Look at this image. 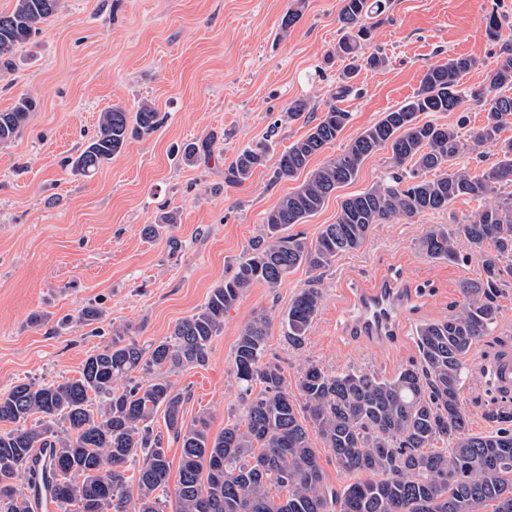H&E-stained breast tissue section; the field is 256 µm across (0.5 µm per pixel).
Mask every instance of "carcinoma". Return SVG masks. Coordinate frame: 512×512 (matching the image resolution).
<instances>
[{
  "label": "carcinoma",
  "mask_w": 512,
  "mask_h": 512,
  "mask_svg": "<svg viewBox=\"0 0 512 512\" xmlns=\"http://www.w3.org/2000/svg\"><path fill=\"white\" fill-rule=\"evenodd\" d=\"M388 0H343L342 35L336 58L346 62L337 97L351 92L358 70L381 68L385 57L367 51L373 20ZM60 0H15L0 12V63L8 65L17 47L57 15ZM453 57L425 73L419 91L384 113L341 153L308 171L303 183L263 217L264 235L214 288L207 302L180 320L172 334L147 352L125 326L85 359L80 377L51 384L23 382L0 393V512H33L34 491L46 486L52 502L76 512H163L159 491L170 464L164 436L181 443L175 512H512V397L488 373L501 402L488 412L496 429L473 433L462 408L461 388L471 353L499 325L500 299L512 290V53L502 52L484 88H459L458 76L476 66ZM473 99L484 104L483 125L464 136L459 129L421 121L430 112H459ZM36 100L23 94L0 112V144L15 140ZM350 113L331 105L300 139L279 156L275 177L294 178L311 158L333 143ZM165 116L142 101L137 110L114 105L100 113L98 130L65 162L89 177L112 161L135 136L156 131ZM497 147V162L480 176L457 160L485 145ZM385 147L387 175L370 189L341 203L336 222L316 240L290 232L318 212L325 200L355 181L363 163ZM269 143L242 148L224 170V182L241 184L263 165ZM208 140L183 146L182 159L195 163L210 154ZM433 176H427V173ZM494 200L453 230L436 224L417 248L432 259L477 258L484 277L461 284L462 301L448 318L417 330L419 363L390 378L369 370L328 374L307 365L299 398L288 393L281 366L266 359L270 318L253 313L233 352L234 376L245 415L212 437L207 419L187 425L184 394L168 373L202 366L210 342L224 329V315L256 284L277 287L296 269L331 267L336 258L360 248L376 224L413 219L446 210L456 199ZM176 223L173 212L148 224V237ZM322 292L302 289L284 318L286 339L303 347L319 311ZM158 371L140 381L133 373ZM260 385L255 392L253 387ZM163 409L166 431H154V413ZM448 444L436 448L438 442ZM327 452L349 482L329 487L320 459ZM142 459L136 484L128 463ZM25 474L28 492L16 488ZM286 496H281V493Z\"/></svg>",
  "instance_id": "obj_1"
}]
</instances>
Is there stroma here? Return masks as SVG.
<instances>
[{
    "label": "stroma",
    "instance_id": "35a3bbf8",
    "mask_svg": "<svg viewBox=\"0 0 512 512\" xmlns=\"http://www.w3.org/2000/svg\"><path fill=\"white\" fill-rule=\"evenodd\" d=\"M289 0H62L58 14L0 67V111L23 93L36 109L19 136L0 145V392L20 382L52 383L78 377L112 329L126 326L148 345L169 337L175 324L200 308L231 274L262 219L303 176H274L278 154L304 136V120L285 116L296 99L322 115L331 103L351 114L333 145L314 156L319 166L340 153L385 112L418 91L428 68L451 56L475 58L458 78L477 91L500 52L512 50V0H390L372 44L388 59L382 69L361 68L354 88L337 98L341 62L330 54L341 32L343 0H305L300 20L283 28ZM503 20L498 38L483 16ZM151 101L165 114L155 132L129 140L92 177L74 175L64 162L97 131L100 112ZM273 139L276 150L239 185L224 170L245 146ZM213 143L209 161L188 166L177 149L190 140ZM390 166L382 149L356 180L336 190L299 227L316 239L335 223L341 203L379 182ZM483 200H455L446 211L376 225L363 246L339 257L321 276L320 310L302 349L289 346L283 318L311 278L306 268L278 287L255 285L224 316L205 365L171 373L185 392L184 418L206 417L211 434L242 420L244 405L231 361L238 336L255 311L271 320L268 356L277 358L289 393L308 363L336 373L366 369L391 377L416 361L423 323L454 313L459 284L480 278L478 260L451 263L422 255L416 243L434 224L455 226ZM178 222L148 239L144 225L166 211ZM181 241L171 250L169 238ZM393 280L418 301L386 342L355 337L347 322L356 292ZM93 305L92 323L77 320ZM497 332L476 345L461 398L473 432L493 430L490 395L480 371L512 336V296L502 300ZM41 323H34V316Z\"/></svg>",
    "mask_w": 512,
    "mask_h": 512
}]
</instances>
